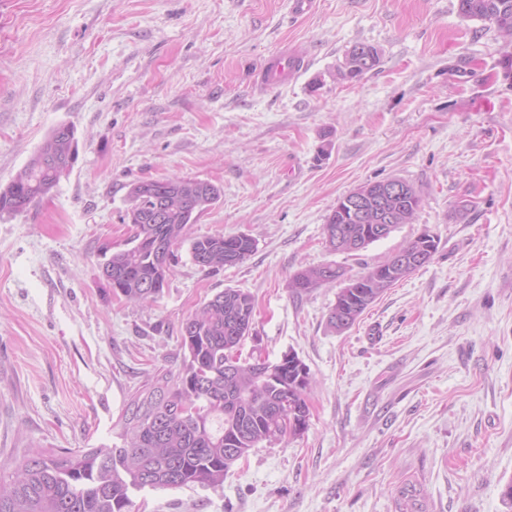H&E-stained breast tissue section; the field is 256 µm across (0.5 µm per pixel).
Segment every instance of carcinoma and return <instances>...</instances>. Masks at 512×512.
I'll list each match as a JSON object with an SVG mask.
<instances>
[{"instance_id": "carcinoma-1", "label": "carcinoma", "mask_w": 512, "mask_h": 512, "mask_svg": "<svg viewBox=\"0 0 512 512\" xmlns=\"http://www.w3.org/2000/svg\"><path fill=\"white\" fill-rule=\"evenodd\" d=\"M458 14L493 26L512 38V0H457ZM379 61L376 47L357 43L347 52L338 76L360 78ZM77 157L74 127L59 124L30 157L17 177L0 188V214H15L40 203L56 187L61 169L53 165ZM397 194L383 182L365 184L362 217L353 219L350 200L341 198L324 226L329 248L344 253L363 250L378 241L374 224L392 215L391 224H409L421 196L405 181ZM169 198L162 221L140 224L133 213L151 210L156 194ZM221 190L209 181L165 179L141 181L129 190L131 224L128 247L113 251L102 264L103 280L116 297L131 303L156 301L167 276L152 258L155 240L165 242L168 262L189 246L192 260L217 271L245 261L257 243L247 234L193 236L190 226L217 203ZM426 266L413 261L397 271L385 261L364 275L358 288H343L330 311V328L352 327L365 310L389 288ZM321 267L297 272L292 288L301 294L320 284ZM254 297L226 288L181 321L183 356L178 372L158 371L130 398L119 425L123 444L89 448L63 455L36 453L10 475H0V512H130L131 495L146 487L170 489L211 487L248 451L263 441L289 436L288 422L307 429L309 371L298 356L285 364L241 358V348L255 320ZM397 512H423L414 488L401 491Z\"/></svg>"}]
</instances>
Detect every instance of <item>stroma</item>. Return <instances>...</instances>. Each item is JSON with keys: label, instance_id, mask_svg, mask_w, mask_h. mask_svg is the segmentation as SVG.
Instances as JSON below:
<instances>
[{"label": "stroma", "instance_id": "stroma-1", "mask_svg": "<svg viewBox=\"0 0 512 512\" xmlns=\"http://www.w3.org/2000/svg\"><path fill=\"white\" fill-rule=\"evenodd\" d=\"M357 43L379 64L337 80ZM283 50L304 69L256 90ZM510 56L456 0H0V187L56 125L78 141L51 196L0 216V466L118 445L130 396L179 368L182 319L235 288L256 300L243 355L307 366L309 426L221 485L134 493L132 512H396L408 483L426 512H512ZM149 179L217 185L193 234L256 251L211 272L183 248L157 301L113 296L100 252L123 248ZM389 179L420 193L412 223L331 250L337 200ZM426 230L432 261L330 329L345 279ZM316 265L345 278L295 294Z\"/></svg>", "mask_w": 512, "mask_h": 512}]
</instances>
